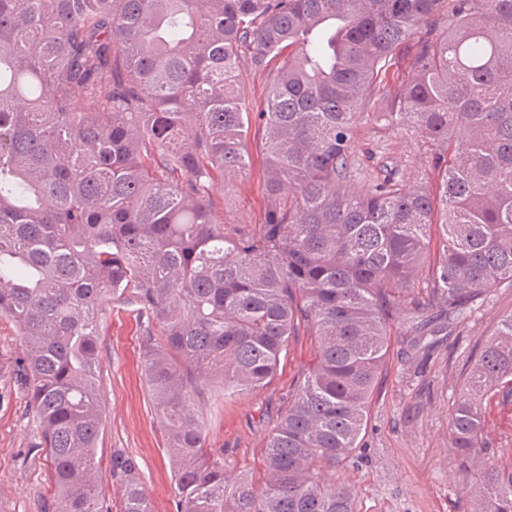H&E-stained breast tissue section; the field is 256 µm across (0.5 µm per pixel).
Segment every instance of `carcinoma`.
I'll list each match as a JSON object with an SVG mask.
<instances>
[{
  "instance_id": "obj_1",
  "label": "carcinoma",
  "mask_w": 512,
  "mask_h": 512,
  "mask_svg": "<svg viewBox=\"0 0 512 512\" xmlns=\"http://www.w3.org/2000/svg\"><path fill=\"white\" fill-rule=\"evenodd\" d=\"M413 42L410 79L384 82ZM289 47L294 53L283 56ZM282 59L270 72L271 62ZM269 73L265 108L238 93ZM438 150L436 188L352 189L374 94ZM266 163L261 224H226L216 174ZM423 281L427 302L411 298ZM512 288V0H0V316L24 343L52 512H112L97 476L101 336L133 307L179 512H356L336 482L359 447L390 327L460 320ZM318 343L266 439L264 478L204 447L203 397L256 393ZM512 396V310L461 380L450 447L468 512H512L482 403ZM119 512H153L112 453Z\"/></svg>"
}]
</instances>
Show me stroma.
Wrapping results in <instances>:
<instances>
[{"mask_svg": "<svg viewBox=\"0 0 512 512\" xmlns=\"http://www.w3.org/2000/svg\"><path fill=\"white\" fill-rule=\"evenodd\" d=\"M384 110L381 104L365 107L354 129L355 187L369 188L388 175L408 184H436L434 147L421 134L391 124ZM264 177L257 154L245 174L216 177L218 216L228 224L262 223L268 208ZM510 310L512 288H496L463 321L426 337L422 349L413 345L410 313L396 321L361 446L337 473L354 490L357 512H464L463 474L449 446L451 412L473 345ZM139 342L135 315L113 310L100 345L105 429L98 476L109 501L119 502L122 489L112 480L110 460L113 451L126 452L136 462L155 512H177L170 445L143 382ZM315 353L310 337H299L262 391L233 399L208 396L206 445L223 451L230 471L261 474L272 420ZM22 356L23 341L14 323L0 317V512H48L51 473L44 449L37 446L38 423L28 408ZM484 411L490 446L512 447V398L485 401Z\"/></svg>", "mask_w": 512, "mask_h": 512, "instance_id": "35a3bbf8", "label": "stroma"}]
</instances>
